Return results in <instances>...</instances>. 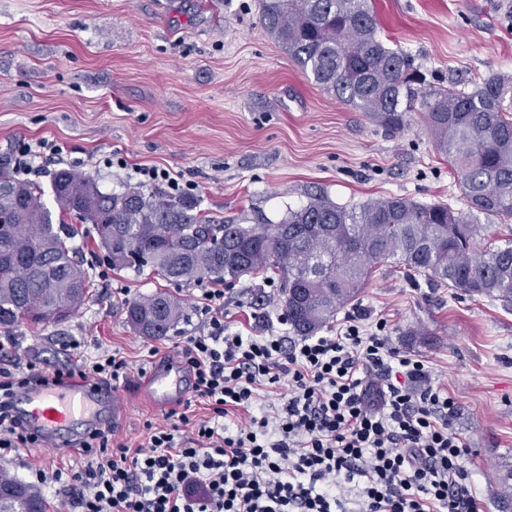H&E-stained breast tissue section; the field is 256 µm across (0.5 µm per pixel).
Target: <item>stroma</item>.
Here are the masks:
<instances>
[{"mask_svg":"<svg viewBox=\"0 0 512 512\" xmlns=\"http://www.w3.org/2000/svg\"><path fill=\"white\" fill-rule=\"evenodd\" d=\"M390 46L409 52L428 83L474 90L512 74V0H371ZM63 146L52 169L80 168L105 192L135 185L136 167L194 184L220 221L274 224L324 195L352 207L398 196L466 209L456 175L412 113L397 134L308 80L261 23L259 0H0V161L11 145ZM118 152L124 169L101 165ZM197 281L144 269L92 278L70 319L12 327L30 359L73 363L67 345L116 349L130 362L117 430L137 442L162 422L140 389L148 346L173 352L205 323L189 306ZM179 300L180 320L151 340L127 323V303L155 293ZM346 312L385 319L394 347L425 359L427 385L457 403L453 427L483 512L512 493V311L487 297L413 281L381 264ZM279 286L244 277L224 295V320L253 336L279 329Z\"/></svg>","mask_w":512,"mask_h":512,"instance_id":"stroma-1","label":"stroma"}]
</instances>
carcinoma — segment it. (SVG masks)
<instances>
[{
    "mask_svg": "<svg viewBox=\"0 0 512 512\" xmlns=\"http://www.w3.org/2000/svg\"><path fill=\"white\" fill-rule=\"evenodd\" d=\"M261 21L315 85L397 133L423 113L438 152L457 173L467 211L390 196L340 206L319 196L276 224H221L188 194L128 187L105 193L71 169L44 190L0 164V327L64 321L87 299L89 275L67 245L64 216L112 231V268L149 267L170 281L278 276L296 336H313L350 304L375 267L512 306V228L488 238L487 219L512 220V75L493 74L471 92L425 86L411 55L389 46L368 0H260ZM182 316L165 294L132 301L127 322L165 336ZM0 512H45L43 497L0 472Z\"/></svg>",
    "mask_w": 512,
    "mask_h": 512,
    "instance_id": "1",
    "label": "carcinoma"
}]
</instances>
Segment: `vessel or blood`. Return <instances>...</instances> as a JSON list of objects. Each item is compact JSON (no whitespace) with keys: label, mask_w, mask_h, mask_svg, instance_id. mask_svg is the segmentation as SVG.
<instances>
[{"label":"vessel or blood","mask_w":512,"mask_h":512,"mask_svg":"<svg viewBox=\"0 0 512 512\" xmlns=\"http://www.w3.org/2000/svg\"><path fill=\"white\" fill-rule=\"evenodd\" d=\"M145 387L157 407L169 406L186 394L182 371L174 364L154 367ZM16 405L27 426L53 444L69 439L77 428L106 417L120 424L124 413L115 392L72 381L22 393Z\"/></svg>","instance_id":"obj_1"}]
</instances>
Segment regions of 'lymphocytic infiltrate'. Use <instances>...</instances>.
I'll list each match as a JSON object with an SVG mask.
<instances>
[{"label":"lymphocytic infiltrate","mask_w":512,"mask_h":512,"mask_svg":"<svg viewBox=\"0 0 512 512\" xmlns=\"http://www.w3.org/2000/svg\"><path fill=\"white\" fill-rule=\"evenodd\" d=\"M60 152L45 138L25 142L9 163L39 176L40 159ZM195 310L207 330L174 353L207 417L179 412L135 446L112 425L90 427L36 471L38 484L64 491L56 512H481L453 398L421 387L424 362L394 348L383 322L353 313L333 335L293 342L233 332L216 280ZM72 349L74 367H49L0 336L1 458L46 445L17 417L18 390L73 376L126 384L120 351Z\"/></svg>","instance_id":"obj_1"}]
</instances>
